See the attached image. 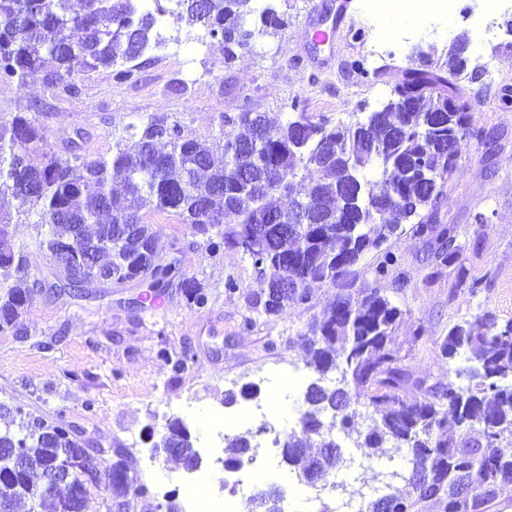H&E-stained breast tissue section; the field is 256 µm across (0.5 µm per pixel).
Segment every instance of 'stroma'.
<instances>
[{"label":"stroma","mask_w":512,"mask_h":512,"mask_svg":"<svg viewBox=\"0 0 512 512\" xmlns=\"http://www.w3.org/2000/svg\"><path fill=\"white\" fill-rule=\"evenodd\" d=\"M325 2L272 0L287 18L285 28L254 38L229 64L223 45L204 26L170 18L167 48L154 53L133 79L120 83L111 71L90 72L78 78L80 93L74 97L55 95L36 75L23 87L1 83L0 120L43 107L55 148L81 130L85 152L95 156L110 155L115 135L140 113L168 115L180 123L184 136L211 140L219 132L220 113L239 112L244 93L257 112H285L300 98L312 112L346 120L385 101L418 49L432 46L440 52L453 35L473 38L469 58H482L503 76L504 85L485 90L480 81L464 77L457 84L474 101L473 126L496 133L503 148L487 159L483 147L469 142L461 171L448 183L443 211L468 238L483 240L480 252H465L464 258L470 276L486 280L487 286L475 296L464 289L451 293L456 279L451 267L439 278H427L421 264L427 247L407 231L389 242L402 256L403 283L391 277L380 283L403 312L397 336L411 351L408 365L444 382L449 369L465 364L464 356L450 362L436 348L449 324L482 311L502 322L512 320V106L500 100L504 89L512 90V34L506 43L488 47L478 41L475 19L458 17L449 26L418 23L417 34L387 45L384 24L367 25L370 0H350L345 20L336 28L332 54L323 60L312 53L309 33L322 18ZM192 40L197 49L185 53V43ZM357 58L367 68L382 62L386 69L377 78L360 77L347 69ZM180 80L189 84L186 93L174 89ZM476 212L486 214V223L473 222ZM151 221L159 231V257L178 259L181 278L201 283L208 295L206 307L190 305L179 280L154 302L146 300V286L139 281L109 289L91 283L79 299L35 292L22 317L23 335L0 331V427L20 407L31 417L59 418L72 425L85 443L106 449L107 462H115L118 448L135 461L150 453L147 429L163 432L167 405L192 403L202 411L229 414L247 404L238 395L240 388L263 384L268 372L298 371L306 381L315 380L303 336L308 324L322 317L334 287L313 284L310 303L244 328L246 297L262 288L250 262L235 250L211 252L204 238L175 217L155 215ZM40 231L24 219L13 227L12 242L26 250L33 280L53 267L34 245ZM230 277L239 282V292H225ZM420 326L426 335L416 343L412 336ZM270 342L275 345L271 351L266 348ZM183 353L189 356L187 365L174 371L172 360ZM230 391L238 395L232 405L225 402Z\"/></svg>","instance_id":"35a3bbf8"}]
</instances>
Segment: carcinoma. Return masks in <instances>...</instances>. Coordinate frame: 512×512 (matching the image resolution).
I'll use <instances>...</instances> for the list:
<instances>
[{
	"label": "carcinoma",
	"instance_id": "cac0c4a2",
	"mask_svg": "<svg viewBox=\"0 0 512 512\" xmlns=\"http://www.w3.org/2000/svg\"><path fill=\"white\" fill-rule=\"evenodd\" d=\"M70 0H0V81L20 84L39 73L47 89L67 95L79 92L76 79L100 68L114 69L119 82L134 76L153 39L152 21L137 14L135 0H84L73 12ZM196 0H181L188 21L209 28L224 43L231 61L255 35L282 26L270 7L259 15L260 27L247 28L254 0H208L204 11ZM469 42L461 34L447 58L404 69L391 97L353 122H331L308 111L296 99L293 114L255 113L243 103L234 116L220 115L219 135L212 142L186 138L166 116L138 114L122 130L109 156H90L77 144L60 154L49 143L46 125L19 112L0 122V196L18 202V212L37 216L47 231L36 242L55 265L52 281L69 288L96 281L104 288L137 277L151 287H167L178 272L177 261L162 263L156 255L151 214L174 215L218 251L261 234L260 250H241L264 275L261 293L246 296L250 315L281 316L312 299L310 285L346 288L353 266L375 251V277H386L400 264L381 241L401 224L429 247L428 265L435 278L442 268H457L456 282L475 297L485 287L468 280L463 265L466 244L460 225L445 220L448 180L462 167V152L448 143L471 131L472 98L453 83L468 67ZM276 135H271V129ZM40 154L39 166L28 162ZM248 166L249 178L242 167ZM373 170L377 179L366 177ZM127 205L112 210L115 197ZM290 199L288 207L281 198ZM295 219L283 224V216ZM12 216L0 215V329L20 335L17 322L36 282L27 273V255L12 244ZM75 241L80 254L61 255ZM347 265L337 271L341 265ZM281 280L288 288L278 290ZM189 303H208L202 285L182 281ZM402 310L378 288L357 296L339 294L312 333L310 367L317 380L304 395L300 430L288 435L283 462L298 480L316 489L334 476L340 457L332 452L339 434L356 431L355 447L372 461L389 448L406 449V464L391 476L381 494L364 498L360 512H490L502 488L512 483V320L501 324L483 312L453 324L438 345L450 361L463 352L475 366L465 386L453 379L433 382L407 364L395 331ZM364 408L373 425L354 429L351 405ZM183 420H168L161 439L172 457L186 463L194 447L182 435ZM319 451L308 452L311 438ZM77 436L64 422H44L26 431L0 432V512H14L28 500L35 507L53 501L54 512H84L88 489L62 482L46 486L49 467L76 456ZM21 449L25 463H15L9 449ZM252 448L246 430L224 440V464H237ZM131 460L120 454L112 464V498L126 500L138 485ZM280 491L269 488L254 499V512H281Z\"/></svg>",
	"mask_w": 512,
	"mask_h": 512
}]
</instances>
